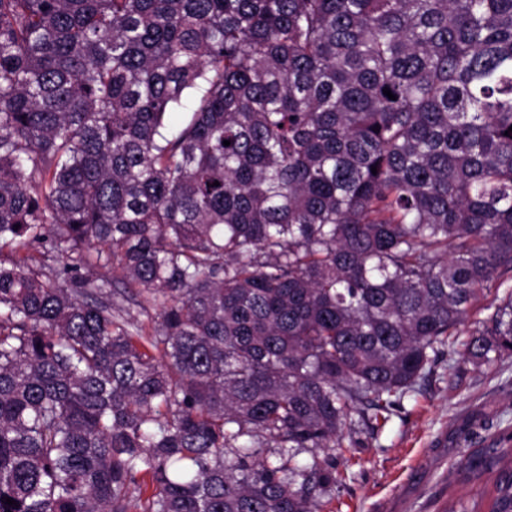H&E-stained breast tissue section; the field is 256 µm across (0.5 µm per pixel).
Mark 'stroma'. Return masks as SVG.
Masks as SVG:
<instances>
[{"mask_svg": "<svg viewBox=\"0 0 512 512\" xmlns=\"http://www.w3.org/2000/svg\"><path fill=\"white\" fill-rule=\"evenodd\" d=\"M113 306L153 331L159 310L115 283ZM512 428V357L490 364L439 359L433 375L404 398L375 438L331 453L339 482L320 512H442L444 503H472L485 485L452 470L468 449Z\"/></svg>", "mask_w": 512, "mask_h": 512, "instance_id": "obj_1", "label": "stroma"}]
</instances>
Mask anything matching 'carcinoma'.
I'll return each mask as SVG.
<instances>
[{"label":"carcinoma","mask_w":512,"mask_h":512,"mask_svg":"<svg viewBox=\"0 0 512 512\" xmlns=\"http://www.w3.org/2000/svg\"><path fill=\"white\" fill-rule=\"evenodd\" d=\"M511 126L512 0H0V512H319L512 355ZM112 304L115 308H121L125 317L143 326L146 331L152 332L160 322L156 306L148 302L145 296L124 290L122 283L116 279L112 288Z\"/></svg>","instance_id":"1"}]
</instances>
